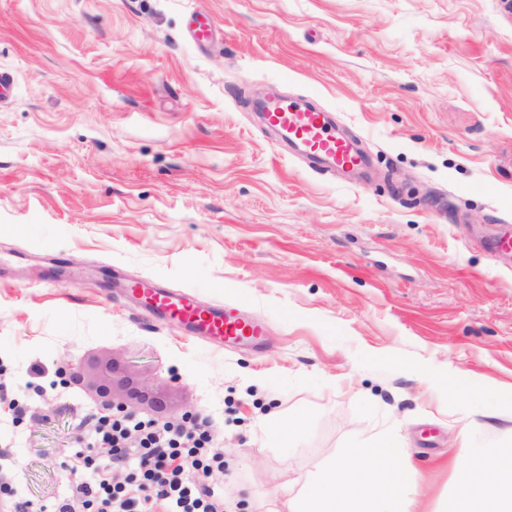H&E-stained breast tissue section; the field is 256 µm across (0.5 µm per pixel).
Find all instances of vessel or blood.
I'll use <instances>...</instances> for the list:
<instances>
[{"mask_svg":"<svg viewBox=\"0 0 512 512\" xmlns=\"http://www.w3.org/2000/svg\"><path fill=\"white\" fill-rule=\"evenodd\" d=\"M260 110L268 128L278 131L288 143L301 146L315 164L350 172L368 166L367 156L336 132L328 113L275 96L262 101ZM129 291L138 295L151 313L177 320L218 343L256 342L263 334L258 318L223 304L201 306L187 291L168 293L143 282L131 284Z\"/></svg>","mask_w":512,"mask_h":512,"instance_id":"obj_1","label":"vessel or blood"}]
</instances>
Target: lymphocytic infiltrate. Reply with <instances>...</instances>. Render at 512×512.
<instances>
[{
  "instance_id": "obj_1",
  "label": "lymphocytic infiltrate",
  "mask_w": 512,
  "mask_h": 512,
  "mask_svg": "<svg viewBox=\"0 0 512 512\" xmlns=\"http://www.w3.org/2000/svg\"><path fill=\"white\" fill-rule=\"evenodd\" d=\"M66 465L80 478L50 512H224V450L202 419L85 414Z\"/></svg>"
}]
</instances>
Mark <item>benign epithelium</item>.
I'll list each match as a JSON object with an SVG mask.
<instances>
[{"label": "benign epithelium", "mask_w": 512, "mask_h": 512, "mask_svg": "<svg viewBox=\"0 0 512 512\" xmlns=\"http://www.w3.org/2000/svg\"><path fill=\"white\" fill-rule=\"evenodd\" d=\"M65 385L85 392L90 401L100 410L112 408L148 409L172 416L166 399L152 391L145 379L133 378L128 366L123 362L108 361L99 371L93 384H88L82 363L71 359L66 361Z\"/></svg>", "instance_id": "1"}]
</instances>
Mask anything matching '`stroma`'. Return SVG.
I'll return each instance as SVG.
<instances>
[{
    "instance_id": "stroma-1",
    "label": "stroma",
    "mask_w": 512,
    "mask_h": 512,
    "mask_svg": "<svg viewBox=\"0 0 512 512\" xmlns=\"http://www.w3.org/2000/svg\"><path fill=\"white\" fill-rule=\"evenodd\" d=\"M0 71V417L30 404L0 448L28 498L77 479L67 357L221 429L227 512H289L284 483L384 436L439 512L463 445L512 448V261L478 242L512 238V0H0ZM269 87L332 112L371 182L277 146ZM128 279L243 304L265 344L188 335Z\"/></svg>"
}]
</instances>
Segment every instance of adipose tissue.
I'll use <instances>...</instances> for the list:
<instances>
[{
	"label": "adipose tissue",
	"instance_id": "ef3b65f1",
	"mask_svg": "<svg viewBox=\"0 0 512 512\" xmlns=\"http://www.w3.org/2000/svg\"><path fill=\"white\" fill-rule=\"evenodd\" d=\"M393 444L348 449L321 473L308 478L295 499V512H402L412 483L395 462ZM457 489L443 512H512V450L472 453L455 466Z\"/></svg>",
	"mask_w": 512,
	"mask_h": 512
}]
</instances>
